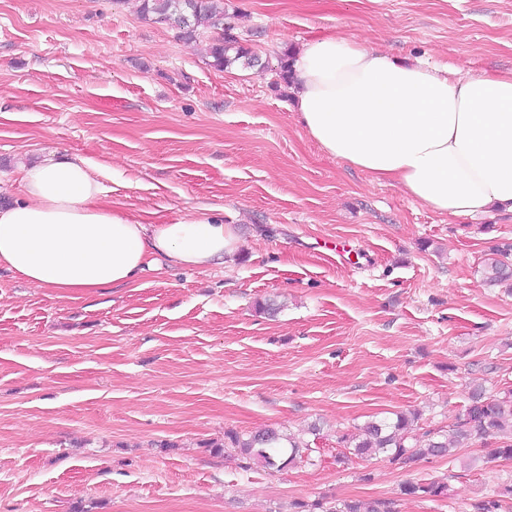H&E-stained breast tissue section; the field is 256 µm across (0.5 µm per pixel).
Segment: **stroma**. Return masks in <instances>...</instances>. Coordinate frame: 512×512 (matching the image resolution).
<instances>
[{"mask_svg":"<svg viewBox=\"0 0 512 512\" xmlns=\"http://www.w3.org/2000/svg\"><path fill=\"white\" fill-rule=\"evenodd\" d=\"M141 4L0 0V202L21 197L23 166L79 156L106 201L148 224L221 208L240 247L71 299L0 268V512H512V460L483 444L404 467L337 442L395 412L445 428L475 384L512 389V285L485 280L512 214H440L327 155L276 76L280 54L331 34L511 72L512 0H224L262 65L223 71L214 30L185 41ZM314 423L280 471L220 446ZM430 479L447 497L401 495ZM392 502L381 499L344 500L319 512H393Z\"/></svg>","mask_w":512,"mask_h":512,"instance_id":"obj_1","label":"stroma"}]
</instances>
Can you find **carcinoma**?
Wrapping results in <instances>:
<instances>
[{
  "instance_id": "obj_1",
  "label": "carcinoma",
  "mask_w": 512,
  "mask_h": 512,
  "mask_svg": "<svg viewBox=\"0 0 512 512\" xmlns=\"http://www.w3.org/2000/svg\"><path fill=\"white\" fill-rule=\"evenodd\" d=\"M142 11L158 21L172 20L182 28L187 39L194 37L201 26L219 31L213 40L211 57L217 68L238 64L243 68L262 65L259 57L244 47L232 33L230 23L224 22L223 0H143ZM489 282L512 278V265L491 257L486 262ZM418 417L396 413L392 417L370 420L359 428V433L343 437L349 453L360 457L384 456L389 461L409 466L419 460L451 456L452 448H467L475 442H485L490 437H503L505 441L492 449L494 458L512 459V389L495 397H488L482 386L473 388L469 403L451 426L450 431L427 429L416 432ZM228 447L237 451L245 460L244 467L259 464L278 471L294 462L309 449L303 437L283 433L277 429H264L244 436L231 432L225 435ZM454 447H449V444ZM400 493L413 497L443 498L448 495V485L430 480L406 482ZM393 512L392 502L381 499L344 500L325 509L320 503L310 505L309 512Z\"/></svg>"
}]
</instances>
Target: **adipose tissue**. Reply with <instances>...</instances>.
Listing matches in <instances>:
<instances>
[{
  "label": "adipose tissue",
  "instance_id": "adipose-tissue-1",
  "mask_svg": "<svg viewBox=\"0 0 512 512\" xmlns=\"http://www.w3.org/2000/svg\"><path fill=\"white\" fill-rule=\"evenodd\" d=\"M291 67L300 123L328 155L439 213L512 212V72L458 77L336 35L305 42ZM22 182L23 198L0 206V267L60 298L238 247L212 209L147 224L106 203L81 157L26 166Z\"/></svg>",
  "mask_w": 512,
  "mask_h": 512
}]
</instances>
